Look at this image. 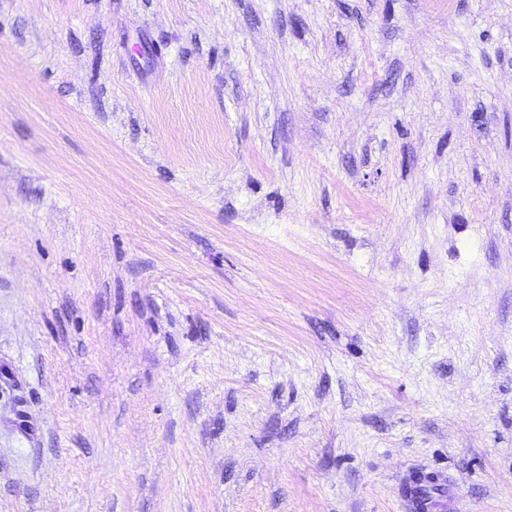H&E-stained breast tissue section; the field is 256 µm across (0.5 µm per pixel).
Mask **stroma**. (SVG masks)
Masks as SVG:
<instances>
[{
	"instance_id": "obj_1",
	"label": "stroma",
	"mask_w": 512,
	"mask_h": 512,
	"mask_svg": "<svg viewBox=\"0 0 512 512\" xmlns=\"http://www.w3.org/2000/svg\"><path fill=\"white\" fill-rule=\"evenodd\" d=\"M512 512V0H0V512ZM424 477L433 481H422ZM455 490L442 475L425 472H411L401 493L402 508L405 512H451L454 507Z\"/></svg>"
}]
</instances>
